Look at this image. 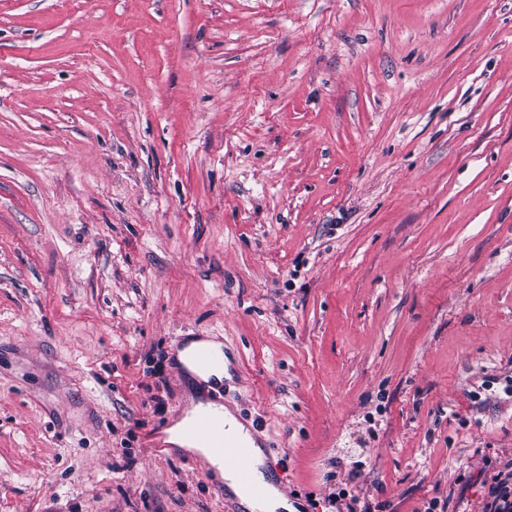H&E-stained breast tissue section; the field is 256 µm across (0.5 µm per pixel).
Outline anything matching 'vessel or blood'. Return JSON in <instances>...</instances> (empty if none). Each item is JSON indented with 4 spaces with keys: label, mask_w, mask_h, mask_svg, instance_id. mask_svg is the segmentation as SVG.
<instances>
[{
    "label": "vessel or blood",
    "mask_w": 512,
    "mask_h": 512,
    "mask_svg": "<svg viewBox=\"0 0 512 512\" xmlns=\"http://www.w3.org/2000/svg\"><path fill=\"white\" fill-rule=\"evenodd\" d=\"M177 349L183 352L185 361L180 364L182 372L215 375L230 366L231 359L225 347L209 344L188 346L179 342ZM182 438L198 448L209 449L221 459L237 484L254 500H263L267 495L265 485L254 478L253 447L260 444L261 437L254 428L245 432L232 430L223 415L211 411H199L189 417L181 429Z\"/></svg>",
    "instance_id": "obj_1"
}]
</instances>
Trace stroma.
Segmentation results:
<instances>
[{
    "instance_id": "1",
    "label": "stroma",
    "mask_w": 512,
    "mask_h": 512,
    "mask_svg": "<svg viewBox=\"0 0 512 512\" xmlns=\"http://www.w3.org/2000/svg\"><path fill=\"white\" fill-rule=\"evenodd\" d=\"M482 512L512 462V0H0V512ZM209 344L199 343L194 346L195 342H192L191 345L194 347L188 348L186 342L179 341L176 344L179 370L184 373L193 371L202 375L214 376L215 373L223 372L226 367L231 366L232 362L227 348L217 341H210ZM180 352L184 353L185 363L178 359ZM183 421L171 428L168 441L172 445L202 454L212 467L223 474L228 489L246 510L276 512L282 509L286 512H295L294 505L269 482L265 473L264 453L262 448L258 447L255 450V474L259 481L269 486L270 496L264 502H256L263 500L267 495V487L256 482L254 478L253 445H261V437L256 429L245 426V430L240 433L229 427L223 415L211 411H198L189 417L181 429L182 438L197 447L191 448L192 446L180 436ZM203 448H208L223 461L224 465ZM224 467L234 476L237 484L256 501L239 489L232 475L225 471Z\"/></svg>"
}]
</instances>
